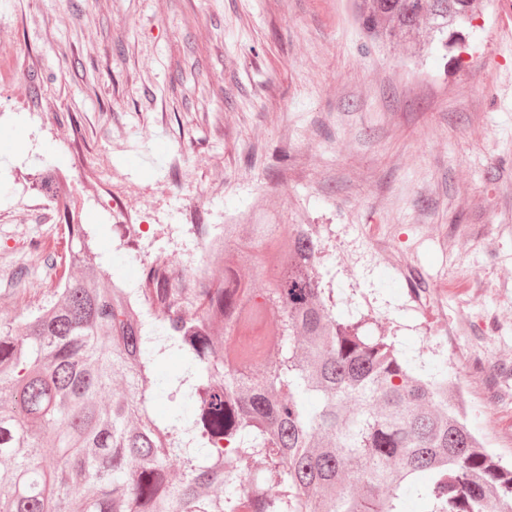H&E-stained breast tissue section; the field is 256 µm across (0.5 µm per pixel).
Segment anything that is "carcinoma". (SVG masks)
I'll return each instance as SVG.
<instances>
[{"instance_id":"1","label":"carcinoma","mask_w":512,"mask_h":512,"mask_svg":"<svg viewBox=\"0 0 512 512\" xmlns=\"http://www.w3.org/2000/svg\"><path fill=\"white\" fill-rule=\"evenodd\" d=\"M352 2L383 46L448 31V0ZM66 229L81 276L0 331V512H512V467L470 429L453 367L336 313L313 225H288L261 291L222 251L209 288L160 264L125 288ZM282 230L226 224L224 248L251 265Z\"/></svg>"}]
</instances>
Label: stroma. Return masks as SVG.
I'll return each instance as SVG.
<instances>
[{"label":"stroma","mask_w":512,"mask_h":512,"mask_svg":"<svg viewBox=\"0 0 512 512\" xmlns=\"http://www.w3.org/2000/svg\"><path fill=\"white\" fill-rule=\"evenodd\" d=\"M505 2L396 51L348 0H0V327L77 276L68 219L130 288L196 265L197 225L313 224L324 284L447 360L512 462Z\"/></svg>","instance_id":"35a3bbf8"}]
</instances>
